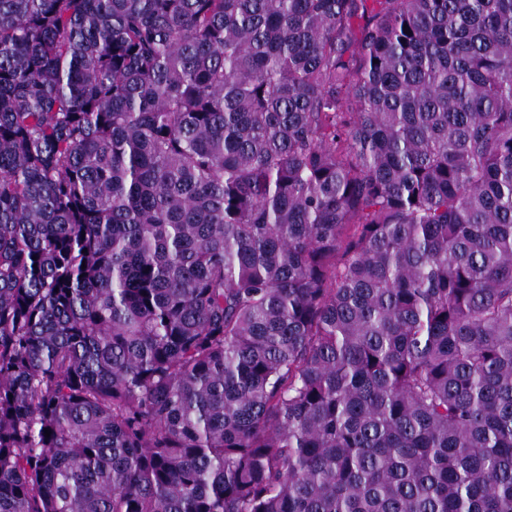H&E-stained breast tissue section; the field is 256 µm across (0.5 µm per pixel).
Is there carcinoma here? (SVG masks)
Segmentation results:
<instances>
[{
    "mask_svg": "<svg viewBox=\"0 0 512 512\" xmlns=\"http://www.w3.org/2000/svg\"><path fill=\"white\" fill-rule=\"evenodd\" d=\"M0 512H512V0H0Z\"/></svg>",
    "mask_w": 512,
    "mask_h": 512,
    "instance_id": "1",
    "label": "carcinoma"
}]
</instances>
